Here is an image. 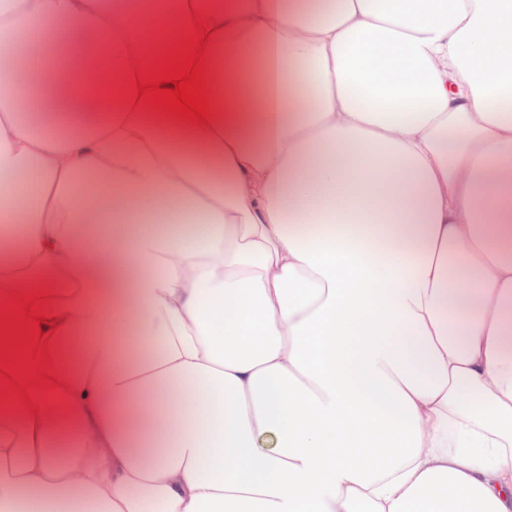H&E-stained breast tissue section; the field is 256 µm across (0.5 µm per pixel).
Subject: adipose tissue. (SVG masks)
<instances>
[{"label": "adipose tissue", "mask_w": 512, "mask_h": 512, "mask_svg": "<svg viewBox=\"0 0 512 512\" xmlns=\"http://www.w3.org/2000/svg\"><path fill=\"white\" fill-rule=\"evenodd\" d=\"M198 13L196 125L135 80ZM132 19L0 0V303L57 378L0 512H512V0Z\"/></svg>", "instance_id": "1"}]
</instances>
